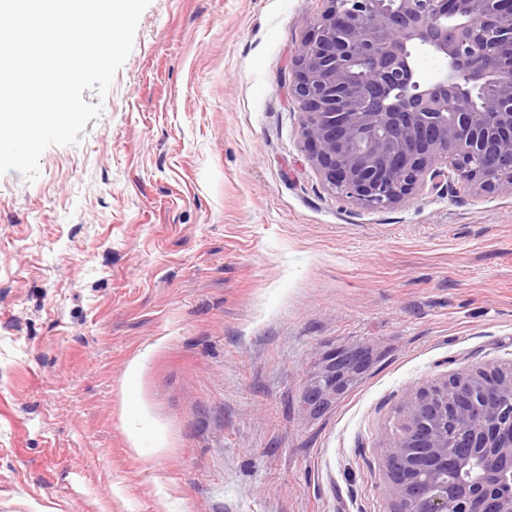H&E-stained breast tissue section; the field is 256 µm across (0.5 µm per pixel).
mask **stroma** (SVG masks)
I'll list each match as a JSON object with an SVG mask.
<instances>
[{"instance_id": "1", "label": "stroma", "mask_w": 512, "mask_h": 512, "mask_svg": "<svg viewBox=\"0 0 512 512\" xmlns=\"http://www.w3.org/2000/svg\"><path fill=\"white\" fill-rule=\"evenodd\" d=\"M322 8L151 0L81 143L0 175V512H387L406 394L512 361V188L377 211L311 167ZM371 363L369 353L358 346L339 350L329 356L321 376L308 387L307 403L313 409H321L326 402L342 391L359 373L366 371ZM367 368V369H366Z\"/></svg>"}]
</instances>
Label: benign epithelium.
<instances>
[{"label": "benign epithelium", "mask_w": 512, "mask_h": 512, "mask_svg": "<svg viewBox=\"0 0 512 512\" xmlns=\"http://www.w3.org/2000/svg\"><path fill=\"white\" fill-rule=\"evenodd\" d=\"M325 2L290 91L326 190L382 210L459 183L512 187V0ZM420 56L440 60L432 77ZM370 363L361 346L333 353L307 403L322 408ZM398 424L379 448L389 512H512V362L408 394Z\"/></svg>", "instance_id": "7a95c632"}]
</instances>
